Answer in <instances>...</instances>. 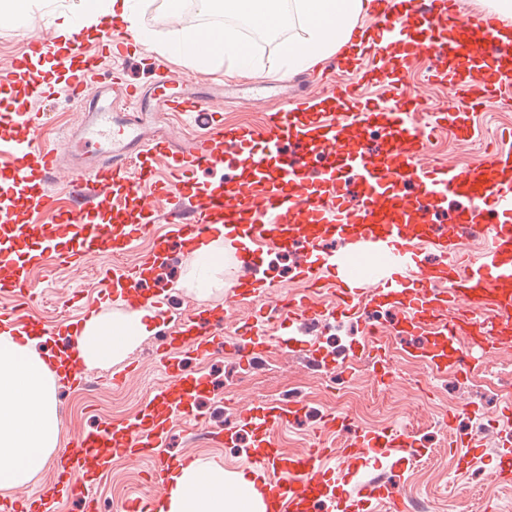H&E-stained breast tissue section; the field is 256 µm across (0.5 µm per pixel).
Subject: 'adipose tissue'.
Returning <instances> with one entry per match:
<instances>
[{"label":"adipose tissue","mask_w":512,"mask_h":512,"mask_svg":"<svg viewBox=\"0 0 512 512\" xmlns=\"http://www.w3.org/2000/svg\"><path fill=\"white\" fill-rule=\"evenodd\" d=\"M368 0H195L201 13L221 5L225 15L243 19L257 31L300 27L299 39L284 43L270 62L272 73L320 68L333 57L350 53L353 33L367 13ZM123 20L141 41L152 42L150 31L137 21L132 0H81L78 17L62 16L60 38H70L75 22L89 27L100 17ZM204 29L178 32L165 51L173 59L206 66L220 61L230 79L249 78L256 68L237 31L225 29L212 50L199 51ZM223 238H215L195 251L189 274L194 292L205 296L224 286ZM153 312L139 308L121 315L93 316L82 324L72 342L74 355L84 364L124 359L153 331ZM36 335L19 336L0 329V488L28 484L60 445L55 390L57 375L48 357L35 352ZM261 474L256 467L228 473L217 461L194 460L175 469L159 512H269L271 505L259 492Z\"/></svg>","instance_id":"adipose-tissue-1"}]
</instances>
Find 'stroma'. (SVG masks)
I'll return each instance as SVG.
<instances>
[{"instance_id":"obj_1","label":"stroma","mask_w":512,"mask_h":512,"mask_svg":"<svg viewBox=\"0 0 512 512\" xmlns=\"http://www.w3.org/2000/svg\"><path fill=\"white\" fill-rule=\"evenodd\" d=\"M139 5L140 24L153 33L154 40L141 45L137 64H113L114 76L145 89L162 73L198 81L200 90L207 94H211L213 85H223V97H214L212 106L225 127L246 126L254 130L263 129L267 113L285 101L318 99L326 92L316 70L228 79L223 71L174 61L162 50L175 32L188 28V21L172 20L167 0H140ZM32 106L45 115V140H62L81 124V112L58 93L33 101ZM478 126L487 135L484 152H473L469 140L461 138L456 130L447 129L431 141L425 161L459 166L485 162L488 149L497 144L496 131L512 127V92L502 94L488 115L479 117ZM152 251L153 240L146 237L117 261L125 266L135 265ZM193 259L192 251L174 246L156 269L148 285L149 294L159 302L154 311V332L129 354L128 361L134 362L137 370L121 386L111 384L113 374L124 368L125 363L120 362L84 366L85 376L103 382L88 400L80 398L77 388L58 382L61 447L71 448L74 435L80 431L133 419L163 382L158 372L160 332L175 334L188 314L220 307L224 310L226 348L215 349L204 359L191 354L182 357L186 370L206 373L213 384L212 393L200 403L210 434L204 438L184 422H174L170 454L220 461L228 472L243 469L252 454L250 440L225 445L215 441V433L220 432L222 424L234 422L247 406L282 400L289 390L298 387L304 394L301 413L295 422L275 433L277 444L287 453H306L321 441L343 447L347 433L326 425L332 414L347 416L358 428L403 426L422 450L421 457L408 462L381 458L375 468L335 459L333 465L340 471L337 496L354 501L362 485L384 480L397 498L412 507L424 508L425 512H512V486L493 484L487 476L502 450L493 432L504 421L503 405L493 386L498 380L512 378V347L488 349L480 369L468 375L450 368L435 371L420 355L426 346L423 337L399 333L395 314L383 308L368 319L355 314H338L330 321L323 317L297 318L285 324L278 338L271 340L263 354L262 369L255 371L234 353L232 345L239 342L244 323L256 311L263 309L269 316H276L278 299L304 294L306 286L296 277L305 260L304 252L297 249L289 256L277 250L265 252L263 281L268 290L251 297L240 295L237 288L239 280L248 278V270L229 257L224 262L223 292L208 299L198 298L183 286ZM117 261L104 255L79 271L59 263L53 264L48 273L33 269L30 297L23 299L18 293L0 290V311L14 312L39 326L50 327L62 319L77 321L78 307L86 301L96 302L102 314L125 310L124 301L99 293L95 287L102 272ZM370 321L376 324L377 335H367L366 324ZM331 330L345 337L347 344L337 347L331 355L335 378L320 381L311 376L307 361L311 350H326L325 337ZM375 343L385 346L390 357V374L383 382L366 357ZM453 431L476 434L485 448L483 456L461 465L457 450L449 446ZM91 490L97 512H119L122 502L155 492L146 465L124 457L114 458L108 471L97 474Z\"/></svg>"}]
</instances>
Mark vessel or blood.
Wrapping results in <instances>:
<instances>
[{
	"label": "vessel or blood",
	"instance_id": "b4317fda",
	"mask_svg": "<svg viewBox=\"0 0 512 512\" xmlns=\"http://www.w3.org/2000/svg\"><path fill=\"white\" fill-rule=\"evenodd\" d=\"M445 2L414 0V18L408 21L395 0H369L374 27L360 32L357 40L362 54L378 60L367 78L389 87L383 104L363 103L358 82L350 80L336 84L319 108L287 104L270 113L259 134L225 129L208 109L205 95L189 89L182 78L162 79L149 95L132 83L98 80L104 60H121L132 49L130 41L113 40L112 19L102 21L101 48L94 54L74 50L64 55L55 43L29 41L13 69L0 73V129L16 156L15 165L0 173V235L15 241L31 238L42 246L10 265L8 286L26 291L29 269L43 264L45 249L79 270L101 255L122 253L139 238L155 235V213L138 188L153 181L154 159L163 156L169 177L156 190L182 219L172 236H155L157 251L168 250L173 237L198 248L224 226L247 238L237 259L248 267L265 249H292L299 225H310L319 235L308 241L311 261L301 275L314 289L336 280L337 311L365 312L373 304L401 310L403 334L437 336L426 356L432 368L452 366L466 375L478 370V358L458 348L460 336L478 335L490 346L512 339V138L483 164H422L419 156L433 126L419 119L426 106L400 84L399 74L413 50L429 51L435 60L431 79L447 83L450 90V104L438 118L469 138L474 134L470 110L488 105L512 78V45L502 42V23L490 13L478 15L461 36H454L457 24L445 12ZM48 64L63 67L67 95L83 112L72 147L43 142V115L28 105L29 99L47 93ZM149 98L164 111L210 124L209 136L178 148L164 131L144 133L135 114ZM376 134L385 142L379 149L371 146ZM228 140L235 144L236 162L252 173V180L226 188L200 187L199 173L223 164ZM67 155L72 158L73 211L48 229L25 222L22 209L54 208L48 184ZM118 197L131 216L115 225L103 214ZM192 197L201 198V205L185 209ZM451 198L466 204L448 223L430 221V213ZM467 234L484 240L483 258L459 256L458 241ZM335 238L345 240L343 252L325 249V241ZM148 280L145 265L138 264L114 270L98 285L142 301ZM319 313L309 299H286L280 305L284 320ZM223 324V310L215 309L205 318L187 317L177 335L162 338L159 365L165 385L128 424L81 432L73 450L54 462V494L83 501L86 512H94L96 503L80 474L108 471L117 455L148 457L153 483L167 484L178 465L164 453L170 424L178 418L194 428L202 425L199 404L211 391L208 378L186 371L180 355H208L220 342ZM247 334L242 355L258 358L268 346L267 332L254 323ZM300 411L296 404L252 405L224 431L228 441L249 434L255 465L270 474L262 494L276 503L278 512H300L310 500L328 499L330 471L320 462L333 457L334 449L319 444L309 453L289 455L272 438L275 428ZM327 424L349 432L347 445L365 467L377 465L387 454L402 460L417 453L410 435L396 428L363 431L342 415L330 416Z\"/></svg>",
	"mask_w": 512,
	"mask_h": 512
}]
</instances>
